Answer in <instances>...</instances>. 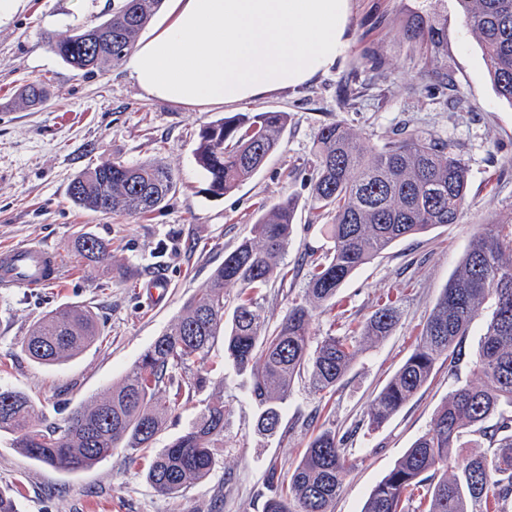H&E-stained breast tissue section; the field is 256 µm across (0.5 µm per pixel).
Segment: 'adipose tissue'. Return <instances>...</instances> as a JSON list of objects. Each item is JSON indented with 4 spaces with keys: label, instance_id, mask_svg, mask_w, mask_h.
<instances>
[{
    "label": "adipose tissue",
    "instance_id": "1",
    "mask_svg": "<svg viewBox=\"0 0 512 512\" xmlns=\"http://www.w3.org/2000/svg\"><path fill=\"white\" fill-rule=\"evenodd\" d=\"M348 17L349 0H168L126 70L149 98L247 103L332 68L348 41Z\"/></svg>",
    "mask_w": 512,
    "mask_h": 512
}]
</instances>
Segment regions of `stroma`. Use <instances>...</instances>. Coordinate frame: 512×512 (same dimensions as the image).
Instances as JSON below:
<instances>
[{
	"mask_svg": "<svg viewBox=\"0 0 512 512\" xmlns=\"http://www.w3.org/2000/svg\"><path fill=\"white\" fill-rule=\"evenodd\" d=\"M115 3L19 0L0 14V249L44 246L58 252L64 267L60 281L0 291V386L27 394L41 425L64 427L81 406L119 382L248 234L259 207L290 195L298 203L296 223L280 263L294 275L258 295L269 324L285 316L304 293L306 274L296 269L304 252L330 244L328 221H312L307 206L322 126L340 121L374 143L400 128L441 138L469 166L472 204L462 223L393 246L346 282L341 296L348 319H365L391 295L400 300V321L389 336L362 341L332 395L314 393L307 379H296L279 434L255 432L246 378L225 364L219 343L206 363L208 387L167 418L137 461L118 449L72 472L29 459L4 432L0 487L12 490L20 512H264L269 472L287 477L313 435L331 429L342 438L350 464L333 512H360L373 487L429 429L449 392L473 378L468 363L454 373L438 364L431 381L397 414L378 429L367 425L369 402L414 349L478 226L512 216V104L497 94L457 0H350L349 40L328 72L296 90L204 112L143 96L121 65L76 70L47 45L46 34L65 37L99 25ZM416 16L432 24L437 47L408 39L406 29ZM434 53L448 62V87L442 91L435 87ZM36 78L46 80L50 99L33 109L19 101L17 90ZM349 80L359 95L345 107L339 95ZM457 93L466 106L452 107ZM242 112L287 113L281 145L257 175L225 195H212L194 158L199 132ZM113 159L162 162L175 174V193L142 218L75 206L71 182ZM81 231L112 245L111 257L96 268H85L69 250ZM156 276L169 284L161 301L145 289ZM67 304L94 314L99 338L67 363L32 361L21 347L23 338L42 316ZM216 397L229 414L224 439L213 450L212 473L183 495L156 492L146 479L149 456Z\"/></svg>",
	"mask_w": 512,
	"mask_h": 512,
	"instance_id": "obj_1",
	"label": "stroma"
}]
</instances>
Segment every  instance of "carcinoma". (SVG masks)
Segmentation results:
<instances>
[{
  "label": "carcinoma",
  "mask_w": 512,
  "mask_h": 512,
  "mask_svg": "<svg viewBox=\"0 0 512 512\" xmlns=\"http://www.w3.org/2000/svg\"><path fill=\"white\" fill-rule=\"evenodd\" d=\"M163 0H121L102 24L56 39L51 50L71 67L91 72L120 65ZM464 21L478 38L490 79L512 104V0H458ZM411 36L436 45L435 32L420 17ZM46 82L34 80L20 99L38 108L49 98ZM286 113L257 112L204 126L196 161L208 191L224 195L252 178L278 150ZM171 168L158 162L106 161L75 178L69 196L77 205L127 216L156 211L175 190ZM470 206L469 170L448 143L420 131H405L375 144L340 122L323 126L316 143L315 178L309 208L331 223V245L303 255L307 283L271 326L253 299L275 280H287L279 259L293 234L297 202L284 196L252 224L207 287L183 306L124 378L78 410L63 428H44L23 393L0 387V432L16 435L15 447L30 459L69 471L89 468L112 451L134 455L147 448L165 419L210 383L204 363L218 338L224 360L248 375L247 392L256 409V431L281 427L283 404L293 381L309 375L314 391H331L358 353V335L388 336L400 321L399 299L376 305L358 329L328 333L310 350L316 315L333 311L346 281L396 243L448 224H458ZM88 268L107 259L109 244L86 232L72 246ZM237 287L231 314L224 290ZM487 312L473 375L479 383L455 387L418 437L372 489L361 512H512V220L490 219L471 241L442 289L418 342L367 407L368 424L379 426L430 381L439 361L455 368L461 344ZM92 314L67 306L41 318L23 342L40 364H61L93 344ZM198 365L182 383L175 371ZM227 410L209 400L191 426L148 462L147 480L159 493L177 496L215 466L211 448L224 440ZM455 471L448 472L449 461ZM349 470L346 448L325 429L308 444L288 480L271 473L273 495L265 512H332Z\"/></svg>",
  "instance_id": "cac0c4a2"
}]
</instances>
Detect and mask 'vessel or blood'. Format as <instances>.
Masks as SVG:
<instances>
[{
	"label": "vessel or blood",
	"mask_w": 512,
	"mask_h": 512,
	"mask_svg": "<svg viewBox=\"0 0 512 512\" xmlns=\"http://www.w3.org/2000/svg\"><path fill=\"white\" fill-rule=\"evenodd\" d=\"M56 251L14 246L0 251V282L13 288H39L59 278Z\"/></svg>",
	"instance_id": "1"
}]
</instances>
